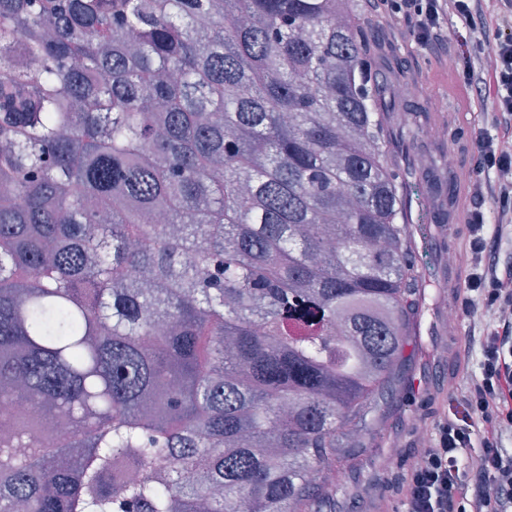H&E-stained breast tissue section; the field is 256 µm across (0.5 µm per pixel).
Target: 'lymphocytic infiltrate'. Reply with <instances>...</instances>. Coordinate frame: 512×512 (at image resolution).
Here are the masks:
<instances>
[{
    "mask_svg": "<svg viewBox=\"0 0 512 512\" xmlns=\"http://www.w3.org/2000/svg\"><path fill=\"white\" fill-rule=\"evenodd\" d=\"M388 15L404 18L417 43L459 21L467 29L456 59L460 82L490 101L491 128L476 139L471 190L478 205L469 214V273L462 305L480 318L467 338L477 372L452 383L467 409L466 423L441 414L423 424L421 448L392 480L402 492L400 512H512V260L500 257L512 239V0H385ZM496 203L493 219L482 205ZM478 449V480L459 455Z\"/></svg>",
    "mask_w": 512,
    "mask_h": 512,
    "instance_id": "f902f5d3",
    "label": "lymphocytic infiltrate"
}]
</instances>
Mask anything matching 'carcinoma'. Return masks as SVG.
Segmentation results:
<instances>
[{"label": "carcinoma", "mask_w": 512, "mask_h": 512, "mask_svg": "<svg viewBox=\"0 0 512 512\" xmlns=\"http://www.w3.org/2000/svg\"><path fill=\"white\" fill-rule=\"evenodd\" d=\"M358 7L0 0V512L336 489L424 279Z\"/></svg>", "instance_id": "1"}]
</instances>
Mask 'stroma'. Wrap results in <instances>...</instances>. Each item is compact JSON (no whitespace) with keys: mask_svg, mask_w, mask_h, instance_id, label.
Wrapping results in <instances>:
<instances>
[{"mask_svg":"<svg viewBox=\"0 0 512 512\" xmlns=\"http://www.w3.org/2000/svg\"><path fill=\"white\" fill-rule=\"evenodd\" d=\"M370 23L374 46L385 49L376 80L390 112H417L429 116L441 113L447 128L443 139L424 135L418 139L403 137L402 142L414 156L439 160L442 154L452 158L451 174L459 184H467L476 164L475 139L489 103L478 101L457 80L450 61L457 52L456 30L441 32L430 44L415 42L408 22H391L386 9H364ZM412 80L418 93L409 100L395 94L400 82ZM473 314H458L457 326L438 348L427 340H410L404 348L396 375L397 390L382 402L378 426L370 430L359 454L349 462L343 482L324 507V512H359L356 493L365 484L377 482L384 500L383 512L399 507L400 497L391 483L393 473L405 470V459L414 453L420 440L415 427L427 417L450 405L446 396L448 382L461 375L459 357ZM418 380L419 392L406 390L408 380ZM390 459V468H382V459Z\"/></svg>","mask_w":512,"mask_h":512,"instance_id":"obj_1","label":"stroma"}]
</instances>
